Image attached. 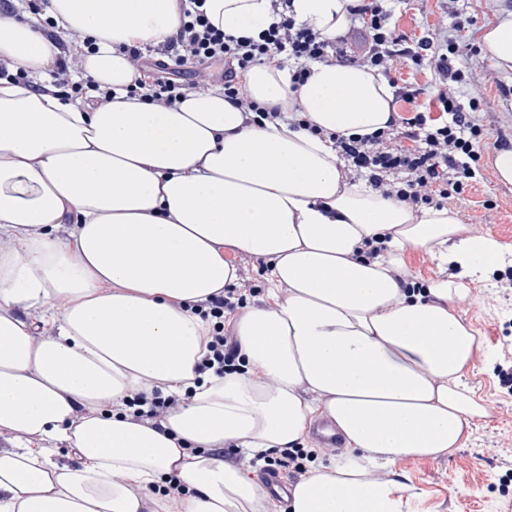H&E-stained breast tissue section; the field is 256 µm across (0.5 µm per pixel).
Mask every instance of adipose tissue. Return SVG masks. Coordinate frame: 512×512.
<instances>
[{"label": "adipose tissue", "mask_w": 512, "mask_h": 512, "mask_svg": "<svg viewBox=\"0 0 512 512\" xmlns=\"http://www.w3.org/2000/svg\"><path fill=\"white\" fill-rule=\"evenodd\" d=\"M353 2L202 9L235 37L287 14L335 39ZM44 16L93 40L81 66L112 97L36 90L61 50L20 0L0 9V61L30 76L0 80V435L14 438L0 449V512H140L139 491L166 477L187 493L158 500L160 512H248L264 492L218 452L294 448L323 417L345 456L313 465L290 512H403L397 460L459 448L486 414L463 381L481 341L453 302L501 246L465 234L453 209L417 212L344 182L330 136L388 128L383 77L317 63L293 93L287 69L254 67L250 96L306 125L251 124L219 89L173 107L128 98L135 70L122 45L165 44L181 0H49ZM482 40L512 73V8ZM372 241L384 249L368 260ZM228 248L268 260V301L234 317L241 370L200 374L210 323L192 306L236 283ZM409 248L438 251L456 275L402 288L393 272ZM157 387L182 400L161 429L125 419L124 400ZM59 441L76 464L52 461Z\"/></svg>", "instance_id": "obj_1"}]
</instances>
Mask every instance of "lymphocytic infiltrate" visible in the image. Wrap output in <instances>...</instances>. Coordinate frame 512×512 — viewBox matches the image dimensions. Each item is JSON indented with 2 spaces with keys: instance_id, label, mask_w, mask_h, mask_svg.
Segmentation results:
<instances>
[{
  "instance_id": "obj_1",
  "label": "lymphocytic infiltrate",
  "mask_w": 512,
  "mask_h": 512,
  "mask_svg": "<svg viewBox=\"0 0 512 512\" xmlns=\"http://www.w3.org/2000/svg\"><path fill=\"white\" fill-rule=\"evenodd\" d=\"M385 0H361L352 7L358 17L362 54L360 64L389 74L394 59L410 62L415 68L433 70L440 83L430 94L414 87H398L394 102L409 104V115H397L388 129L368 138L334 136L336 153L351 167L363 172L370 187L403 201L412 208L463 195L481 160L485 135L474 114L482 96L467 90L468 80L459 62L468 56V43L441 37L430 26L407 34L397 30ZM156 74L135 79L130 96L167 107L179 103L187 88L177 76L185 63L224 67V96L232 104L252 112L253 123L285 120V113L260 106L246 92L244 75L261 64L294 61L293 88H300L311 75L315 62H350L344 39H330L310 25H296L293 18L281 17L258 37L235 38L215 28L204 12L184 11L175 36L160 49ZM239 289L227 288L194 305L195 311L212 322L204 342L207 352L199 372L224 374L237 370L239 345L225 320L244 308ZM179 398L163 395L161 389L137 392L126 399L131 423L161 428Z\"/></svg>"
}]
</instances>
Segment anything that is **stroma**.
<instances>
[{
  "label": "stroma",
  "mask_w": 512,
  "mask_h": 512,
  "mask_svg": "<svg viewBox=\"0 0 512 512\" xmlns=\"http://www.w3.org/2000/svg\"><path fill=\"white\" fill-rule=\"evenodd\" d=\"M501 0H391L389 7L399 30L411 32L425 22L444 34L463 30L473 51L462 61L472 88L484 100L474 117L488 143L512 141V74L495 69L485 57L482 35L495 24ZM510 95H502V88ZM484 151L473 187L464 197L445 200L455 209L468 234L490 235L502 246V257L486 276L475 279L469 296L455 310L480 336L481 352L464 373L468 387L481 398L486 417L472 422L460 448L435 458H404L396 469L414 496L405 512H512V391L502 387L498 365L512 351V298H503L497 279L512 268V184L499 182ZM250 293L248 307L262 305L267 297L268 262L237 250L225 249Z\"/></svg>",
  "instance_id": "35a3bbf8"
}]
</instances>
